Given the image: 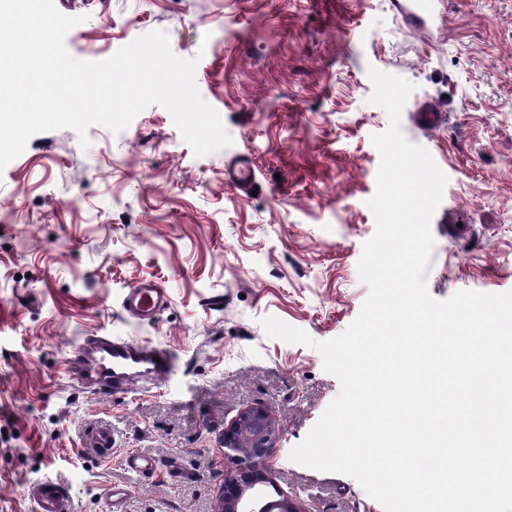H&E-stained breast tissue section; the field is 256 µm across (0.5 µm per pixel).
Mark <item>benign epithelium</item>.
<instances>
[{
    "label": "benign epithelium",
    "mask_w": 512,
    "mask_h": 512,
    "mask_svg": "<svg viewBox=\"0 0 512 512\" xmlns=\"http://www.w3.org/2000/svg\"><path fill=\"white\" fill-rule=\"evenodd\" d=\"M279 437L277 419L263 405L242 409L224 426V456L236 462L237 469L225 476L215 512H303L289 500L244 496L246 490L266 482V463Z\"/></svg>",
    "instance_id": "obj_1"
}]
</instances>
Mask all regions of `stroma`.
<instances>
[{
    "label": "stroma",
    "mask_w": 512,
    "mask_h": 512,
    "mask_svg": "<svg viewBox=\"0 0 512 512\" xmlns=\"http://www.w3.org/2000/svg\"><path fill=\"white\" fill-rule=\"evenodd\" d=\"M82 22L66 46L102 61L154 29L182 59L232 143L195 156L169 112L153 104L121 133L100 125L81 148L69 128L34 134L0 171V512H32L31 491L65 487L74 512H214L226 474L224 426L260 404L281 438L260 484L308 512H383L359 482L289 454L340 392L314 349L268 338L273 316L327 341L369 294L367 205L388 126L371 104L369 68L415 89L401 131L448 183L430 221L428 292L512 291V0H443L426 34L402 26L392 0H54ZM442 115L428 132L420 106ZM255 169L257 195L225 175ZM152 281L168 301L142 322L122 307ZM97 334L166 348V383L82 392L72 347ZM112 431L110 457L87 435ZM156 459L149 477L128 454Z\"/></svg>",
    "instance_id": "stroma-1"
}]
</instances>
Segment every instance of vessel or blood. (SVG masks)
I'll return each instance as SVG.
<instances>
[{"label":"vessel or blood","instance_id":"1","mask_svg":"<svg viewBox=\"0 0 512 512\" xmlns=\"http://www.w3.org/2000/svg\"><path fill=\"white\" fill-rule=\"evenodd\" d=\"M436 6L437 0H394L393 3L397 18L413 30L426 26ZM166 301L163 288L143 281L130 288L124 308L139 320L150 322ZM70 365L75 375L95 393L108 396L115 387L128 384L132 370L141 368L163 377L171 368L172 355L142 343L91 335L75 345ZM34 509L35 512H71L69 495L55 483H43L35 492Z\"/></svg>","mask_w":512,"mask_h":512}]
</instances>
